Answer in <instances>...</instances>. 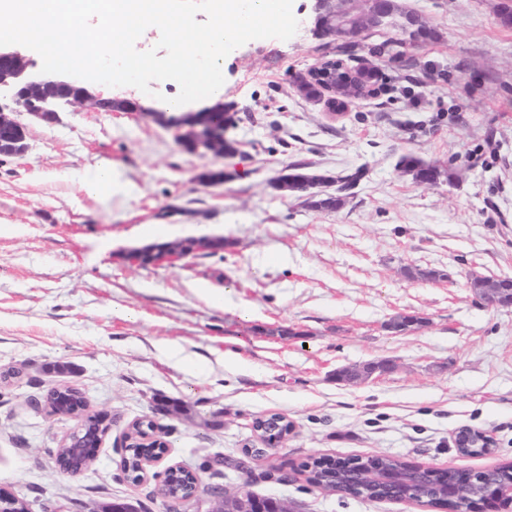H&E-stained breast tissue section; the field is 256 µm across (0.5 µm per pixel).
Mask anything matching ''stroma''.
Here are the masks:
<instances>
[{"instance_id":"stroma-1","label":"stroma","mask_w":512,"mask_h":512,"mask_svg":"<svg viewBox=\"0 0 512 512\" xmlns=\"http://www.w3.org/2000/svg\"><path fill=\"white\" fill-rule=\"evenodd\" d=\"M500 0H403L434 38L403 47L400 60L372 49L390 30L368 32L346 52L316 27L314 0H294L289 40L256 39L224 65V135L236 148L217 158L183 150L175 129L152 118L154 95L91 83L93 94L131 100L137 112L67 107L58 122L26 119L27 152L0 157V489L30 512H100L116 500L166 512L154 481L120 471L126 426L159 423L167 463L198 472L225 460L226 490L271 496L297 512H446L321 490L314 459L388 455L439 468L479 471L512 462V307L469 287L473 277H512V26ZM380 72L373 93L329 117L293 79L325 60ZM411 154L449 172L436 184L400 165ZM295 162L334 177L364 168L353 197L334 210L272 187ZM110 165L135 189L88 197L81 177ZM220 167L222 185L196 176ZM158 238L224 239L176 266L125 258ZM407 267L450 279L407 278ZM204 284L211 298L194 288ZM420 317L402 335L385 322ZM178 345L196 367L165 357ZM389 361L365 382L337 369ZM73 384L112 430L90 469L59 472L53 452L76 426L50 414L48 388ZM278 412L295 431L278 448L234 463L257 439L253 419ZM463 426L496 448L466 456Z\"/></svg>"}]
</instances>
